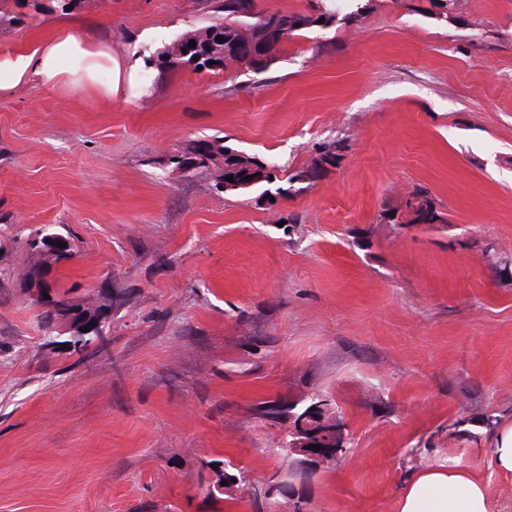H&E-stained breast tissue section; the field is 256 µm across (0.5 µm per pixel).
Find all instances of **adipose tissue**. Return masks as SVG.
Returning <instances> with one entry per match:
<instances>
[{
	"label": "adipose tissue",
	"instance_id": "1",
	"mask_svg": "<svg viewBox=\"0 0 512 512\" xmlns=\"http://www.w3.org/2000/svg\"><path fill=\"white\" fill-rule=\"evenodd\" d=\"M35 78L62 89L125 100L147 91L137 66L113 53L110 44L69 25L59 26L52 38L31 52L0 54V93ZM398 512H491V500L477 474L440 462L410 477L399 495Z\"/></svg>",
	"mask_w": 512,
	"mask_h": 512
}]
</instances>
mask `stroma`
Segmentation results:
<instances>
[{
    "label": "stroma",
    "mask_w": 512,
    "mask_h": 512,
    "mask_svg": "<svg viewBox=\"0 0 512 512\" xmlns=\"http://www.w3.org/2000/svg\"><path fill=\"white\" fill-rule=\"evenodd\" d=\"M415 4L309 29L265 74L172 75L159 55L212 23L203 0H0V52L69 22L148 86L0 95V225L72 230L57 278L128 297L83 358L26 291L0 303V512H257L239 487L205 491L228 464L280 472L291 424L259 406L315 392L351 449L296 485L302 512H398L409 476L447 460L512 512L489 444L451 434L512 422V0L445 21ZM339 139L311 188L272 202L224 190L221 164L168 161L218 140L291 173ZM416 190L447 223L381 220Z\"/></svg>",
    "instance_id": "1"
}]
</instances>
